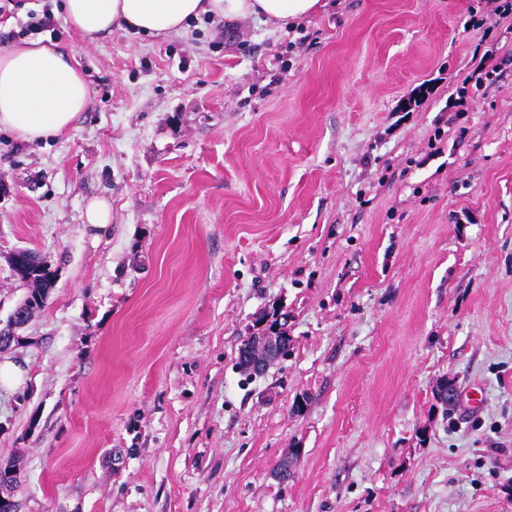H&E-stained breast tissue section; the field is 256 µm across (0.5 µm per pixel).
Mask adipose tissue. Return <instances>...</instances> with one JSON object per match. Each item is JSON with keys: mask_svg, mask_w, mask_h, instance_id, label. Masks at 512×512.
Segmentation results:
<instances>
[{"mask_svg": "<svg viewBox=\"0 0 512 512\" xmlns=\"http://www.w3.org/2000/svg\"><path fill=\"white\" fill-rule=\"evenodd\" d=\"M326 6L327 0H63L61 9L85 41L95 42L116 29L165 37L203 15L229 22L261 17L282 28ZM90 103L75 51L38 39L0 50V131L24 141L54 138Z\"/></svg>", "mask_w": 512, "mask_h": 512, "instance_id": "adipose-tissue-1", "label": "adipose tissue"}]
</instances>
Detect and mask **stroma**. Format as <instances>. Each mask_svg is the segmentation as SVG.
I'll list each match as a JSON object with an SVG mask.
<instances>
[{
  "instance_id": "stroma-1",
  "label": "stroma",
  "mask_w": 512,
  "mask_h": 512,
  "mask_svg": "<svg viewBox=\"0 0 512 512\" xmlns=\"http://www.w3.org/2000/svg\"><path fill=\"white\" fill-rule=\"evenodd\" d=\"M486 2L41 33L92 104L0 132V323L15 250L57 272L0 353L18 512H512V17L468 28ZM263 316L290 350L251 378ZM493 59V51L486 50L484 53V62L480 63L472 72L470 76H468L465 81L470 84L471 88L474 90V93H478L481 90L486 89V82L490 80L493 73L495 72V68L493 66H489V62ZM85 222L99 229H105L111 222L110 206L104 199L90 201L85 210ZM255 342L256 340H251L245 343L239 351L238 366L249 375L262 373L267 366V364H263L260 371L257 370V365L265 362L267 357L265 351L256 348Z\"/></svg>"
}]
</instances>
